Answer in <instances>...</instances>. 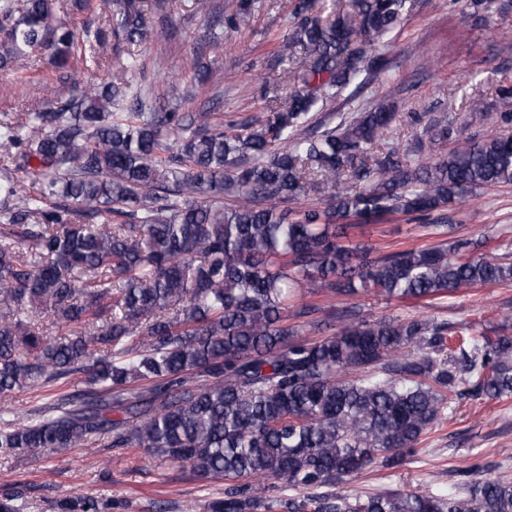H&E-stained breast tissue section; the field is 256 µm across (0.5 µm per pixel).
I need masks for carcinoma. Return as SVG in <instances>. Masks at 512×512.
<instances>
[{"label":"carcinoma","mask_w":512,"mask_h":512,"mask_svg":"<svg viewBox=\"0 0 512 512\" xmlns=\"http://www.w3.org/2000/svg\"><path fill=\"white\" fill-rule=\"evenodd\" d=\"M500 12L497 0H455ZM91 0H0V68L37 50L56 67L88 51L86 80L61 82L50 112L0 114V395L66 383L87 389L35 409L13 427L0 408V453L64 455L103 439L160 464L221 477L206 512H512V481L472 479L452 491L323 492L272 499L279 480L337 486L378 466L396 470L465 400L512 397V313L478 331L434 316L336 326L305 295L372 291L432 299L512 281V258L474 256L472 242L371 255L353 229L388 215L448 233V205L512 184V133L448 147L454 121L433 120L410 151L383 147L385 107L317 117L362 74L384 73L388 35L411 0H296L272 54L282 93L254 121L224 124L207 109L154 103L129 79L137 54L108 83L90 67L115 38H149L167 0H119L108 28L80 31ZM248 10L209 12L212 46ZM440 149L425 151L424 141ZM23 173L33 193L19 183ZM236 204L224 207V194ZM326 207L291 210L307 195ZM58 329L50 336L41 320ZM320 336L315 337L313 333ZM60 512H105L93 496Z\"/></svg>","instance_id":"1"}]
</instances>
